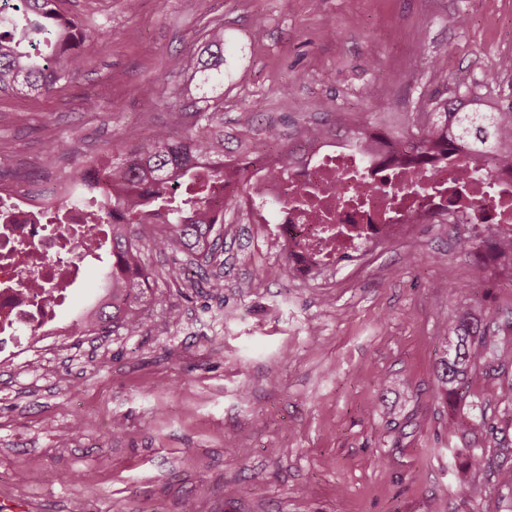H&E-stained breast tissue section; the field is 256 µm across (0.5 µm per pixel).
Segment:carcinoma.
<instances>
[{
    "label": "carcinoma",
    "mask_w": 512,
    "mask_h": 512,
    "mask_svg": "<svg viewBox=\"0 0 512 512\" xmlns=\"http://www.w3.org/2000/svg\"><path fill=\"white\" fill-rule=\"evenodd\" d=\"M90 37L86 26L67 19L56 9V0H4L0 5V91L50 94L61 81L78 77L86 64L82 45ZM205 53L195 72L202 84L224 83V27L208 30ZM182 107L195 117L194 124L180 138L165 129L155 131L146 143L140 141L136 127L119 129L95 158L106 192L92 216L96 224H112V307L99 310L95 322L81 329L102 333L123 328L135 331L144 323V298L150 274L136 246L137 225L159 227L152 246L161 253L190 254L208 258L218 245L215 226L224 223V212L212 205L215 190L233 182L247 191L244 181L249 164L224 158V126L214 119L218 102L206 96L189 97ZM436 120L426 128L401 137L370 131L354 122L347 112L336 113L334 125L316 123L303 130L313 138L332 130H342L361 152H370L376 142L408 145L415 161L446 157L450 153L462 161L459 175L472 173L470 164L493 173L498 165H512V106L503 111L482 107L477 87L434 103ZM121 162H112V157ZM186 192L181 204L172 202L176 186ZM475 252L512 255V242H502L490 234L472 243ZM449 337L446 356L436 368L438 394L448 401L451 420L448 431L456 435L463 448L458 454L456 497L469 502L476 494L467 481L469 471L495 476L497 487L512 488V447L497 437L494 426L478 422L468 412L467 399L472 388L483 383L482 367L489 360L497 367L512 366V351L497 353L494 333L482 316L473 311L448 312ZM484 440L492 454L471 447L474 438Z\"/></svg>",
    "instance_id": "carcinoma-1"
}]
</instances>
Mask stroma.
Instances as JSON below:
<instances>
[{
	"mask_svg": "<svg viewBox=\"0 0 512 512\" xmlns=\"http://www.w3.org/2000/svg\"><path fill=\"white\" fill-rule=\"evenodd\" d=\"M104 28L75 82L48 96L0 93V170L65 175L61 141L93 156L127 124L142 139L185 133L184 97L214 25L224 27V144L257 159L301 127L350 113L398 134L428 124L433 99L478 85L512 106V0H59ZM423 55H413V46ZM183 65L172 68L174 58ZM165 84H157L158 74ZM386 98L367 96L369 85ZM98 100L96 111L81 99ZM204 262L138 245L156 295L136 332L80 338L40 369L0 378V507L27 512H512V490L464 503L461 442L436 393L449 311H480L512 344V270L476 277L451 224L306 282L239 206ZM512 441V404L469 398ZM92 424L73 432L78 412Z\"/></svg>",
	"mask_w": 512,
	"mask_h": 512,
	"instance_id": "35a3bbf8",
	"label": "stroma"
}]
</instances>
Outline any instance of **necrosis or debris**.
Here are the masks:
<instances>
[{
    "instance_id": "obj_1",
    "label": "necrosis or debris",
    "mask_w": 512,
    "mask_h": 512,
    "mask_svg": "<svg viewBox=\"0 0 512 512\" xmlns=\"http://www.w3.org/2000/svg\"><path fill=\"white\" fill-rule=\"evenodd\" d=\"M279 165L274 155L250 167V192L240 205L252 223L271 225L288 247L289 267L303 276L360 259L377 242L411 238L419 225L444 217L490 224L498 239H512L508 167L462 183L452 158L423 171L317 139L303 142L287 173L272 176ZM423 177L430 181L423 197L400 193ZM103 190L92 165L81 184L69 181L50 192L0 185V370L76 340L80 311L102 299L98 291L82 305L73 301L87 268L112 277V227L88 221Z\"/></svg>"
}]
</instances>
